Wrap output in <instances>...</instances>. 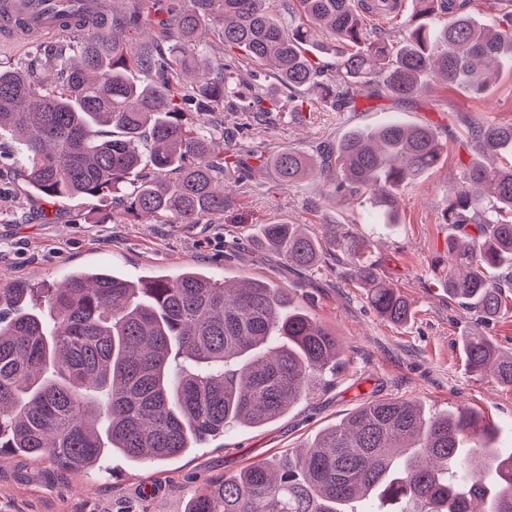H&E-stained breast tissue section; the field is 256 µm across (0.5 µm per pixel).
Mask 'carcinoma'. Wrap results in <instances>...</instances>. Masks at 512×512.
<instances>
[{
  "label": "carcinoma",
  "mask_w": 512,
  "mask_h": 512,
  "mask_svg": "<svg viewBox=\"0 0 512 512\" xmlns=\"http://www.w3.org/2000/svg\"><path fill=\"white\" fill-rule=\"evenodd\" d=\"M303 16L277 18L270 0H170L156 45L137 42L146 0L124 15L99 10L52 58L51 83L0 65V132L8 155L47 201L115 199L157 224H200L224 214L220 183L262 152L225 140L224 101L258 117L275 108L263 84L234 71L237 52L271 68L290 90L339 108L360 97L417 94L428 74L474 93L498 64L512 65V13L478 24L469 0H412L417 15L437 5L443 26L419 22L397 42L371 38L361 11L388 0H298ZM221 29L224 58L206 54L205 27ZM336 54L325 76L319 51ZM136 68L149 80L135 83ZM480 159L461 164L448 198L443 279L448 296L481 318L504 310L512 286V125L469 127ZM447 144L423 125L390 120L349 132L320 163L301 150L278 153L290 187L318 171L329 191L367 193L394 217L403 183L436 167ZM262 243L288 264L312 268L342 255L381 319L414 314L384 281L371 245L328 225L321 237L295 224H266ZM0 288V454L18 453L73 470L110 455L160 464L233 426L257 428L284 416L336 369V333L290 304L285 288L260 279L219 282L195 264L174 279L130 278L110 268L74 269L42 289ZM468 370L512 386V352L483 334L464 336ZM512 512V453L495 445L479 414L436 415L412 399H374L275 461L252 463L207 482L186 512Z\"/></svg>",
  "instance_id": "1"
}]
</instances>
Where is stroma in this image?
Masks as SVG:
<instances>
[{
    "mask_svg": "<svg viewBox=\"0 0 512 512\" xmlns=\"http://www.w3.org/2000/svg\"><path fill=\"white\" fill-rule=\"evenodd\" d=\"M223 119L241 145L309 154L349 128L395 119L436 130L447 152L438 167L402 184L395 224L383 223L370 200L327 196L317 177L282 186L258 161L245 180L229 183L231 203L223 217L195 225L151 224L95 199L50 203L27 192L19 169L0 165L1 286L48 285L84 266L174 278L202 264L232 282L262 279L288 289L342 345L336 370L280 419L263 428L227 429L161 465L113 456L104 462L111 477L101 479L92 470L72 474L22 456L0 458V512H185L187 499L207 480L296 450L373 398L414 399L430 413L477 411L496 427L502 451H512V389L491 374L469 373L459 347L461 337L481 333L512 351V308L481 320L449 298L432 267L447 248L449 227L441 214L461 175L457 161L467 155V127L512 124V68L502 67L478 95L433 76L410 99L362 98L352 112L331 111L306 91H281L275 112L261 121L244 112H227ZM278 222L314 236L326 225L345 224L366 238L383 276L412 302V321L397 326L377 317L344 262L329 258L303 270L259 247L258 230Z\"/></svg>",
    "mask_w": 512,
    "mask_h": 512,
    "instance_id": "obj_1",
    "label": "stroma"
}]
</instances>
